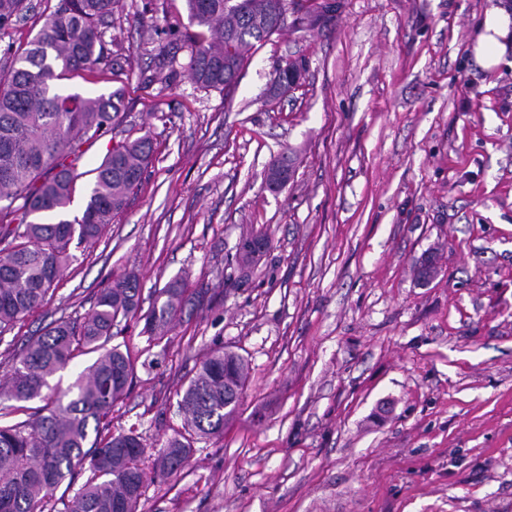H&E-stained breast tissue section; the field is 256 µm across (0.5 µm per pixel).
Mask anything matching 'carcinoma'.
Returning a JSON list of instances; mask_svg holds the SVG:
<instances>
[{"label": "carcinoma", "instance_id": "carcinoma-1", "mask_svg": "<svg viewBox=\"0 0 512 512\" xmlns=\"http://www.w3.org/2000/svg\"><path fill=\"white\" fill-rule=\"evenodd\" d=\"M281 1L294 25L312 28L325 17L324 0H186L189 26L160 52L167 77L177 74L185 50L199 86H233L252 54L290 24H269ZM119 7L120 0H57L0 78V334L42 304L73 240L95 241L125 209L153 154L147 135L113 144L95 168L82 214L63 217L80 178L82 145L118 128L125 99L120 88L93 97L66 93L57 82L100 64L114 75L122 71L104 42V28ZM26 9V0H0V29ZM190 302L179 280H170L144 314V332L163 341ZM140 309L138 280L126 275L97 294L83 320L49 323L13 355L0 375V402L25 419L0 423V512H46L54 491L85 469L91 476L63 512H137L148 450L138 436L111 431L112 408L131 388L134 363L110 342L117 323ZM88 354L95 359L69 398L51 395L50 380ZM247 378L242 356L213 350L181 396L188 428L200 437L223 435ZM190 453L184 436L168 439L154 458V476H177Z\"/></svg>", "mask_w": 512, "mask_h": 512}]
</instances>
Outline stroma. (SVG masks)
<instances>
[{
	"label": "stroma",
	"mask_w": 512,
	"mask_h": 512,
	"mask_svg": "<svg viewBox=\"0 0 512 512\" xmlns=\"http://www.w3.org/2000/svg\"><path fill=\"white\" fill-rule=\"evenodd\" d=\"M0 30L35 36L48 0ZM314 28L261 47L233 92L192 79L143 87L186 0H122L98 66L62 89L125 90L124 136L155 152L126 209L71 261L44 305L0 334L8 351L61 318L82 320L108 282L136 275L143 307L179 279L205 290L168 341L139 317L117 327L136 358L114 432L150 449L186 429L179 406L216 345L249 379L223 436L194 438L188 466L147 479L138 512H512V52L471 53L486 9L512 0H335ZM308 70L266 97L276 68ZM295 150L286 188L264 172ZM265 234L248 270L235 245ZM432 255L430 282L417 264Z\"/></svg>",
	"instance_id": "obj_1"
}]
</instances>
